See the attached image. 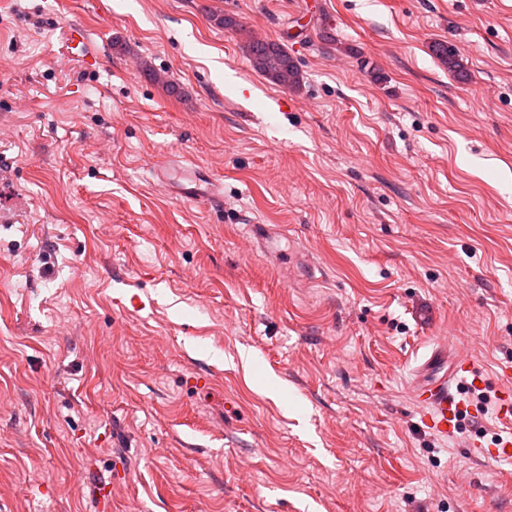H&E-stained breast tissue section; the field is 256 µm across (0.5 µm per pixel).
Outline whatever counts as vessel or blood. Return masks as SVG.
Listing matches in <instances>:
<instances>
[{
    "mask_svg": "<svg viewBox=\"0 0 512 512\" xmlns=\"http://www.w3.org/2000/svg\"><path fill=\"white\" fill-rule=\"evenodd\" d=\"M153 171L155 178L173 196L189 200L215 199L219 196L216 183H201L194 164H182L175 168L170 162L161 160L155 164ZM429 362L436 368L450 364L451 370L443 377L418 380L412 387V395L421 411L423 423L429 429L450 437L455 434L462 417L472 414L473 409L468 405L464 394L474 389L476 381L482 380L483 375L469 355L460 354L452 359L443 347L432 352ZM498 379L500 386L497 390V416L501 422L512 426V365H502L498 371ZM469 452L512 464V438L500 440L490 449L474 443L471 444Z\"/></svg>",
    "mask_w": 512,
    "mask_h": 512,
    "instance_id": "vessel-or-blood-1",
    "label": "vessel or blood"
}]
</instances>
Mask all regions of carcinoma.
<instances>
[{"mask_svg":"<svg viewBox=\"0 0 512 512\" xmlns=\"http://www.w3.org/2000/svg\"><path fill=\"white\" fill-rule=\"evenodd\" d=\"M219 23L224 25V28L235 31L242 36L248 60L256 72L286 89L295 88L300 84L299 69L284 45L253 37L232 16L226 15L220 18ZM436 54L448 66L449 71L456 74L464 72L456 54L448 46L438 45Z\"/></svg>","mask_w":512,"mask_h":512,"instance_id":"cac0c4a2","label":"carcinoma"}]
</instances>
